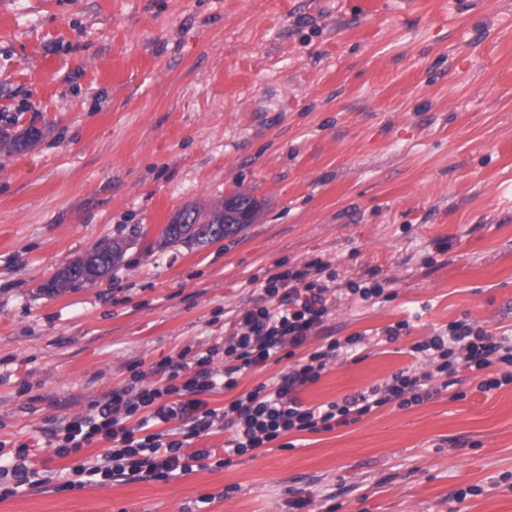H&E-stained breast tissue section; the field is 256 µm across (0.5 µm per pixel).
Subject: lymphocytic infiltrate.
<instances>
[{"label":"lymphocytic infiltrate","mask_w":512,"mask_h":512,"mask_svg":"<svg viewBox=\"0 0 512 512\" xmlns=\"http://www.w3.org/2000/svg\"><path fill=\"white\" fill-rule=\"evenodd\" d=\"M326 268V263L314 260L273 274L262 286L258 304L240 314L237 329L223 345L165 361L157 368L159 381L152 384L145 372H133L127 384L104 394L85 413L51 419L47 433L56 456L79 453L96 441L105 442L106 448L100 458L75 465L72 475L51 471L48 479L57 480L61 491L118 480L167 481L204 468L215 456V449L192 446L210 435L215 424L229 434L225 453L242 456L291 432L330 430L393 402L408 407L427 401L433 396L429 383L434 374L450 377L461 368L481 371L500 363L512 365V346L458 320L450 324L448 337L434 336L414 345V352L424 358V372H400L342 401L303 406L295 395L297 387L316 381L343 344H356L351 336L309 354L306 363L282 375L275 386L260 384L224 409L210 408L206 394L236 388L243 371L279 361L282 351L303 346L322 327L331 291L322 278ZM219 356L224 363L218 367L214 360ZM28 456L29 446L22 443L11 457L0 460V495L39 486Z\"/></svg>","instance_id":"lymphocytic-infiltrate-1"}]
</instances>
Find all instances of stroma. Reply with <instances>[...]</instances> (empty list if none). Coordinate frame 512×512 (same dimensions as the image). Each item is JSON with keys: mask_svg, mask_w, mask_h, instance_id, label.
Returning a JSON list of instances; mask_svg holds the SVG:
<instances>
[{"mask_svg": "<svg viewBox=\"0 0 512 512\" xmlns=\"http://www.w3.org/2000/svg\"><path fill=\"white\" fill-rule=\"evenodd\" d=\"M0 127L43 131L0 152V441L34 445L37 469L104 449L55 456L52 418L221 341L271 274L314 259L337 289L321 331L210 407L335 339L365 342L304 406L420 372L413 346L459 319L512 341V0H379L372 18L359 0H0ZM237 192L258 205L240 232L164 241ZM112 239L108 276L44 291ZM371 270L381 295L349 294ZM505 371L224 467L0 512H322L330 493L336 512H512V383L481 386Z\"/></svg>", "mask_w": 512, "mask_h": 512, "instance_id": "1", "label": "stroma"}]
</instances>
